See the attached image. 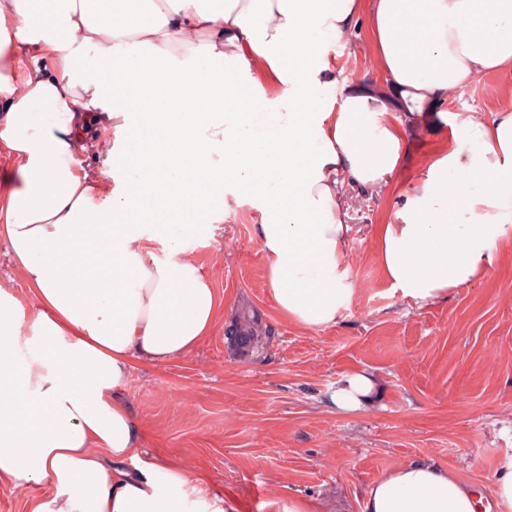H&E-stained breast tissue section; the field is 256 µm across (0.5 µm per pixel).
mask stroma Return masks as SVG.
<instances>
[{"mask_svg": "<svg viewBox=\"0 0 512 512\" xmlns=\"http://www.w3.org/2000/svg\"><path fill=\"white\" fill-rule=\"evenodd\" d=\"M328 55L343 77H375L365 31L341 37ZM512 89V74L457 90L445 112L484 117ZM427 122L408 136L394 180L418 178L442 144ZM353 294L336 326L308 330L282 320L263 278L249 206L188 244L224 295L213 334L169 364L135 363L123 393L142 430L125 471L164 459L204 493L236 500L238 512H279L297 498L311 512H362L368 486L422 459L452 470L492 504L502 461L512 456V249L499 248L487 274L448 299L417 303L386 282L372 253L374 227L392 214L384 192L344 189ZM257 331L245 352L231 328ZM375 373L378 405L339 412L327 404L339 376Z\"/></svg>", "mask_w": 512, "mask_h": 512, "instance_id": "stroma-1", "label": "stroma"}]
</instances>
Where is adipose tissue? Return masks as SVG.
I'll use <instances>...</instances> for the list:
<instances>
[{"instance_id":"adipose-tissue-1","label":"adipose tissue","mask_w":512,"mask_h":512,"mask_svg":"<svg viewBox=\"0 0 512 512\" xmlns=\"http://www.w3.org/2000/svg\"><path fill=\"white\" fill-rule=\"evenodd\" d=\"M360 25L376 82L341 79L325 49ZM30 51L51 72L12 82ZM492 73H512V0H0V150L18 163L0 239L27 284L0 289V478L51 490L26 512H237L167 461L120 468L140 445L120 398L135 362L189 354L223 304L184 241L250 203L279 315L326 329L353 292L342 191L385 187V279L419 303L447 298L487 272L495 244L512 246V104L452 113L412 190L390 178L420 118ZM143 83L152 108L136 124L128 90ZM105 126L95 181L73 153ZM378 394L361 369L328 404L364 410ZM480 503L419 460L373 483L364 512Z\"/></svg>"}]
</instances>
